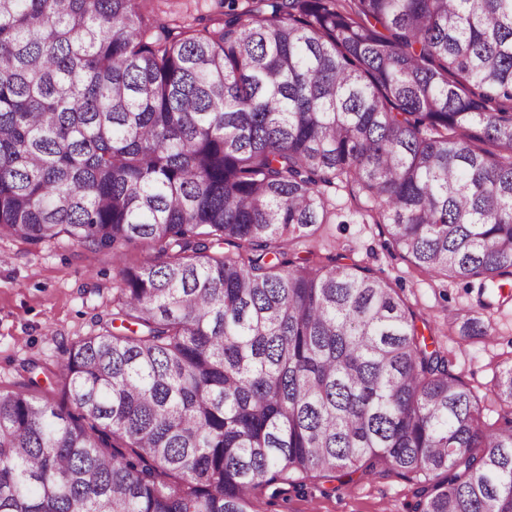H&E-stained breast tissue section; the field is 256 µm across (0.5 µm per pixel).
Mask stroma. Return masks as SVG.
I'll return each mask as SVG.
<instances>
[{
    "label": "stroma",
    "mask_w": 512,
    "mask_h": 512,
    "mask_svg": "<svg viewBox=\"0 0 512 512\" xmlns=\"http://www.w3.org/2000/svg\"><path fill=\"white\" fill-rule=\"evenodd\" d=\"M324 236L328 245L319 259L339 251L371 267L417 317L429 321L455 373L470 388L481 393L492 386L498 364L512 357V301L489 312L497 331L493 340L462 343L457 326L475 305L476 289L434 277L387 252L378 225L349 220L328 225ZM1 254L8 260L0 262V390H13L29 378L24 362L58 368L66 349L111 319L116 266L111 250L90 251L63 239L34 247L3 237ZM414 502L413 484L391 473L337 485L327 496L313 485L302 494L287 486L276 497L260 496L257 506L260 512H411Z\"/></svg>",
    "instance_id": "obj_1"
}]
</instances>
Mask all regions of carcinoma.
<instances>
[{
  "label": "carcinoma",
  "instance_id": "obj_1",
  "mask_svg": "<svg viewBox=\"0 0 512 512\" xmlns=\"http://www.w3.org/2000/svg\"><path fill=\"white\" fill-rule=\"evenodd\" d=\"M166 2L0 0V236L112 250L120 322L48 371L63 404L0 390V512H258L390 472L413 512H512V363L475 394L373 269L311 259L342 191L504 296L512 0Z\"/></svg>",
  "mask_w": 512,
  "mask_h": 512
}]
</instances>
